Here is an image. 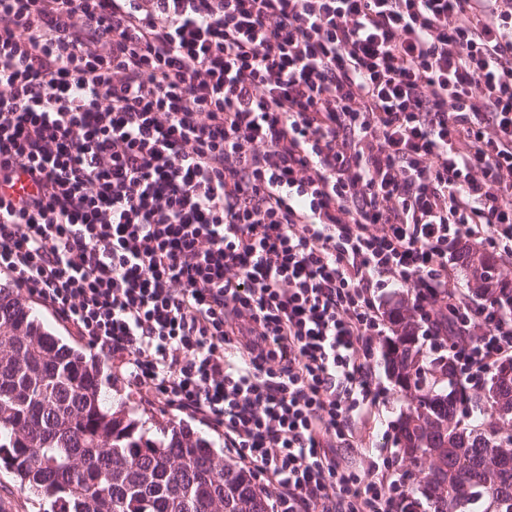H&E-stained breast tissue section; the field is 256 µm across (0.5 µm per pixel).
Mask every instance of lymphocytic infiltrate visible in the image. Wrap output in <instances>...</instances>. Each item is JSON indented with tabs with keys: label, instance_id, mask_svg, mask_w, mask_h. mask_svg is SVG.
Wrapping results in <instances>:
<instances>
[{
	"label": "lymphocytic infiltrate",
	"instance_id": "f902f5d3",
	"mask_svg": "<svg viewBox=\"0 0 512 512\" xmlns=\"http://www.w3.org/2000/svg\"><path fill=\"white\" fill-rule=\"evenodd\" d=\"M33 189L16 197V177ZM512 0H0V275L273 512H393L350 466L407 292L465 396L512 359Z\"/></svg>",
	"mask_w": 512,
	"mask_h": 512
}]
</instances>
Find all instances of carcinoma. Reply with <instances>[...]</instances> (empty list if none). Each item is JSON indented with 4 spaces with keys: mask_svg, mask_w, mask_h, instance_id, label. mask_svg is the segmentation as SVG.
Segmentation results:
<instances>
[{
    "mask_svg": "<svg viewBox=\"0 0 512 512\" xmlns=\"http://www.w3.org/2000/svg\"><path fill=\"white\" fill-rule=\"evenodd\" d=\"M491 255L466 256L479 274ZM382 352L394 390L408 401L394 426L401 458L427 467L400 512H512V363L485 394L497 416L461 426L464 402L451 361L423 355L402 303ZM105 390L100 365L48 331L11 288L0 287V467L52 512H271L252 471L190 426L154 437Z\"/></svg>",
    "mask_w": 512,
    "mask_h": 512,
    "instance_id": "obj_1",
    "label": "carcinoma"
}]
</instances>
